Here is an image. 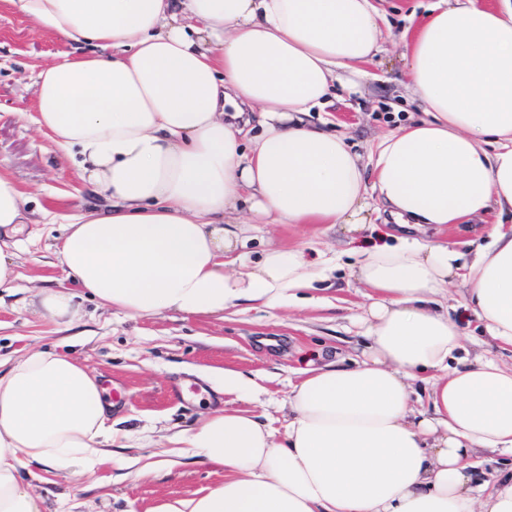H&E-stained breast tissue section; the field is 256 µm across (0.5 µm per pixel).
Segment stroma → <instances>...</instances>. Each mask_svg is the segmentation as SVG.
<instances>
[{
  "instance_id": "35a3bbf8",
  "label": "stroma",
  "mask_w": 512,
  "mask_h": 512,
  "mask_svg": "<svg viewBox=\"0 0 512 512\" xmlns=\"http://www.w3.org/2000/svg\"><path fill=\"white\" fill-rule=\"evenodd\" d=\"M431 2L376 0L386 42L383 53L366 65L372 78L363 94L333 88L327 110L310 115L314 124L331 122L362 158H369L383 135L423 115L407 88L402 35L424 23ZM75 55L72 46L17 13L10 0H0V165L27 198L21 237L30 243L15 258L18 277L12 288L0 289V359L14 362L35 351L53 350L85 364L101 387L116 384L122 390L123 401L111 415L114 428L126 437L125 448L115 451L116 462L92 474L75 468L26 475L42 499L43 512H149L162 501L224 480L223 467L176 455H170L167 467L147 474L130 464L140 456L168 453L170 435L229 403V396L216 388L213 373L229 368L252 377L262 392L250 408L268 415L280 435L301 370L333 360L346 365L361 360L365 340L357 316L366 289L351 280L349 267L362 250L395 245L403 230L382 210L353 238L332 224L254 225L245 248L249 259L278 246L301 251L312 264L327 257L336 260L330 278L311 289V302L293 307L244 303L220 317L172 311L131 318L84 299L80 322H53L40 306L37 289L77 288L52 250L54 239L71 216L107 204L79 178L80 154L64 153L32 121L39 70ZM497 221L492 212L471 224L428 225L418 234L466 253L487 241ZM464 303L462 283H449L448 312L464 333L460 356L482 353L511 364L512 348L493 342ZM178 386L192 390V398L177 397Z\"/></svg>"
}]
</instances>
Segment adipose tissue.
Here are the masks:
<instances>
[{
    "label": "adipose tissue",
    "instance_id": "adipose-tissue-1",
    "mask_svg": "<svg viewBox=\"0 0 512 512\" xmlns=\"http://www.w3.org/2000/svg\"><path fill=\"white\" fill-rule=\"evenodd\" d=\"M11 2L91 46L41 68L34 123L79 151L80 178L109 202L56 245L68 277L104 306L143 317L296 304L326 268L278 247L249 260L247 225L352 235L369 224L373 195L400 225L512 214V0H437L406 56L425 116L380 139L370 183L344 136L306 117L333 84L361 92L383 40L373 0ZM228 100L250 109L260 135L225 119ZM25 201L0 167V288L17 278ZM353 275L370 290L363 360L304 370L283 436L248 409L173 434L224 481L152 512H512V470L487 493L470 464L482 451L512 455V365L481 354L452 365L463 332L443 305L461 277L489 338L512 346V231L494 226L469 263L402 237L364 250ZM429 370L426 413L412 395ZM108 417L96 376L68 356L0 363V512H41L21 478L29 466L111 464Z\"/></svg>",
    "mask_w": 512,
    "mask_h": 512
}]
</instances>
